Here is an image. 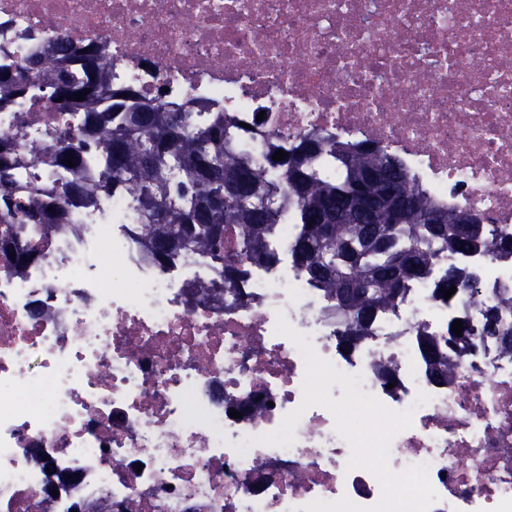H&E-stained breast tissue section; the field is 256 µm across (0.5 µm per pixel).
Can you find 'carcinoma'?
<instances>
[{
    "mask_svg": "<svg viewBox=\"0 0 512 512\" xmlns=\"http://www.w3.org/2000/svg\"><path fill=\"white\" fill-rule=\"evenodd\" d=\"M74 62L70 41L63 38L58 49L33 61L49 86L64 77L77 93L91 86L96 91L77 101L70 99L57 111L74 107L88 111L91 127L99 132L96 148L105 158L112 181L130 184L139 192L147 247L154 259L167 262L176 252L210 256L224 263V278L236 282L243 278L244 267L269 259L264 241L276 223L280 209L275 197L288 198L296 212L301 231L292 255L311 279L336 298V310L343 314L340 342L351 347L363 335L377 313L395 306L405 283L434 273L442 253L448 252L462 262L448 266L437 280L440 289L478 291L469 265L463 261L467 241L459 234L462 212L435 204L408 172L383 186L370 179L384 159L385 151L368 145L340 141L329 143L302 140L290 153L302 155L294 166L288 160H268L279 171L281 180H268L267 170L252 168L237 153L232 143L235 134L218 113L201 130L191 127L188 113L170 108L161 91L145 98L136 108L123 102L112 103V111H95L109 88L108 72L98 64L93 47L81 53L84 76L77 79L69 71ZM29 69H0V102H13L25 93ZM90 145L82 140L57 147L53 160L62 166L73 159V170L82 167ZM14 144L0 138V189L12 182ZM335 167L336 176L323 173L322 166ZM376 196L387 192L393 200L409 203L400 221H390L387 208L370 210L367 223L351 214L357 192ZM25 221L46 230L62 229L60 220H51L35 205H22ZM480 255L512 254V235L492 233L482 227L474 243ZM0 253L10 264L27 263L31 254L16 248L8 233L0 239ZM512 308V297L484 310L482 323L475 327L463 322L458 336L451 332L448 348L459 339L491 337L503 350L512 352V326L503 318ZM422 355L432 378L440 383L457 366L453 353L445 352L430 336L422 337Z\"/></svg>",
    "mask_w": 512,
    "mask_h": 512,
    "instance_id": "1",
    "label": "carcinoma"
}]
</instances>
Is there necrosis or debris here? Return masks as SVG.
<instances>
[{"label": "necrosis or debris", "instance_id": "necrosis-or-debris-1", "mask_svg": "<svg viewBox=\"0 0 512 512\" xmlns=\"http://www.w3.org/2000/svg\"><path fill=\"white\" fill-rule=\"evenodd\" d=\"M61 37L94 44L113 89H164L193 127L223 113L246 160L310 134L371 143L399 155L436 204L512 234V0H0V68ZM87 135L85 112L56 111L35 75L0 110V138L18 143L13 199L70 226L25 228L31 260L0 258V512L376 505L378 478L349 468L327 408L305 410L291 446L257 441L302 401L305 363L275 332L281 313L320 357L361 375L362 391L412 410L388 466L426 465L438 494L429 512H512V354L489 339L460 345L441 384L419 341L480 324L512 289V257L473 261L475 296L445 302L434 278L407 282L345 349L335 301L291 258L294 211L266 240L274 261L248 264L235 287L207 257L155 262L131 186L67 202L76 176L106 167L94 152L81 172L63 169L52 149Z\"/></svg>", "mask_w": 512, "mask_h": 512}]
</instances>
